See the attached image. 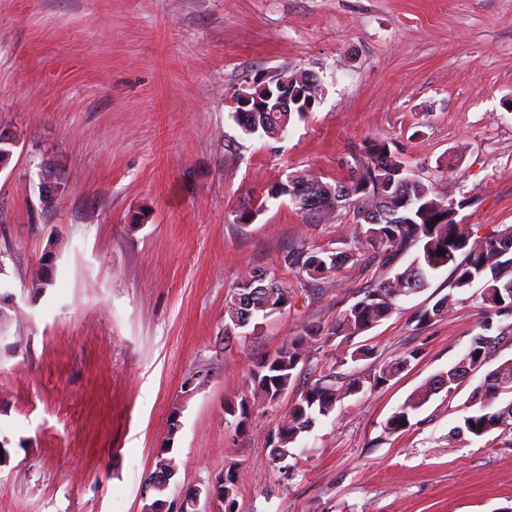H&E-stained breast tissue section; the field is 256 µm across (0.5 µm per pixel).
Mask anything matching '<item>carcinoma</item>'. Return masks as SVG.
<instances>
[{"mask_svg":"<svg viewBox=\"0 0 512 512\" xmlns=\"http://www.w3.org/2000/svg\"><path fill=\"white\" fill-rule=\"evenodd\" d=\"M257 116L258 124L250 134L267 137L280 124L288 125L293 117L302 118L305 113L259 112ZM315 182L321 184L317 192L336 201L335 208H326L324 212L345 210L353 214L351 245L340 252L297 248L283 256L285 265L295 267L312 279H323L366 255H375L382 265L392 266L411 249L416 247L418 252L409 265L365 292L331 325L308 328L303 335L292 337L274 354L257 363L248 379L250 398L237 405L226 404L225 411L235 417L236 427L245 428L251 406L277 403L288 391L299 365L306 361L318 342L351 338L373 328L393 313L397 301L407 295L409 288L417 293L422 291L433 272L451 264L452 292L432 307L420 310L417 326L428 327L454 312L459 303L456 294L482 281L484 288L479 295L484 314L480 325L482 333L473 339L453 366L429 378L388 418L386 432L403 431L411 426V418L439 393L436 383H442L446 392H453L469 373L488 362L502 341L512 337V226L486 236H475L471 225L455 220V213L463 207L464 201L449 198L448 208L438 207L442 198L406 166L384 139L367 142L364 156L355 161L347 178L331 184L313 174L295 172L292 180L276 182L271 196L290 197L297 189ZM440 249L445 255H437ZM252 287L251 275L236 284L227 297L228 319H233L237 312L238 297ZM271 291L275 296L273 300L263 292L253 297L254 317L265 319L274 314L272 306L292 301L283 288L275 285ZM417 357L418 351L411 350L398 361L380 365L377 372L366 379L353 375L339 382L334 376H325L312 383L301 393L288 418L278 425L273 455L282 459V466H288V458L293 456L288 445L296 442L318 418L329 416L342 396L380 387ZM511 391L512 359H507L487 373L474 390L471 400L474 410L452 430L451 438L481 439L495 434L504 447L511 448L512 400H501L502 394ZM235 484L234 475L225 473L224 505L228 512H238Z\"/></svg>","mask_w":512,"mask_h":512,"instance_id":"carcinoma-1","label":"carcinoma"}]
</instances>
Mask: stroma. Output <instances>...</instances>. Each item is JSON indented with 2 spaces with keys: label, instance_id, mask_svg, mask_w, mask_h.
I'll return each instance as SVG.
<instances>
[{
  "label": "stroma",
  "instance_id": "obj_1",
  "mask_svg": "<svg viewBox=\"0 0 512 512\" xmlns=\"http://www.w3.org/2000/svg\"><path fill=\"white\" fill-rule=\"evenodd\" d=\"M296 72L320 84L312 112L283 140L244 135L234 90ZM0 130L17 140L0 170V292L13 297L0 326V512H142L167 444L168 512L228 470L241 512L512 507V447L448 441L484 371L433 396L406 430L384 429L478 332L471 299L416 326L448 294L447 267L369 331L311 352L245 430L224 412L261 359L412 259L318 281L285 265L298 247L345 249L353 219L270 198L286 173L347 177L367 140L384 139L461 201L459 223L480 236L512 225V0H0ZM245 208L254 219L237 223ZM48 251L51 283L33 290ZM257 271L293 301L225 335L227 295ZM361 346L374 358L337 365ZM413 349L386 385L302 435L293 477L270 463L310 383L366 377ZM459 303L454 292L438 300L431 308H424L417 314V326L420 328L428 327L436 320L448 316L454 312L455 306Z\"/></svg>",
  "mask_w": 512,
  "mask_h": 512
}]
</instances>
